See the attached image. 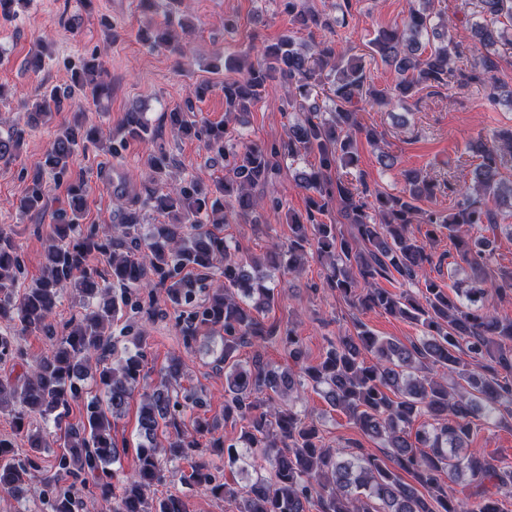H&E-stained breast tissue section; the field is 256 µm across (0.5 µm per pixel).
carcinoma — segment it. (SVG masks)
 <instances>
[{
    "label": "carcinoma",
    "mask_w": 512,
    "mask_h": 512,
    "mask_svg": "<svg viewBox=\"0 0 512 512\" xmlns=\"http://www.w3.org/2000/svg\"><path fill=\"white\" fill-rule=\"evenodd\" d=\"M162 10L163 26L147 28L139 38L152 48L183 56L186 44L176 28H184L171 4L147 0ZM290 23L309 34L308 43L286 35L260 47L257 62H240L230 55L225 68L240 73L224 81L226 115L243 116L265 99L278 82L284 89L281 111L307 112L301 122L288 124L287 138L266 143L237 144L226 124L188 119L193 100L210 91L193 88L185 106L165 113L168 126L182 138L203 141L204 148L224 159V178L211 184L196 179L170 183L176 158L158 149L148 157L145 198L120 206L118 237L94 226L84 230L88 183L70 172L78 149L109 143L119 153L132 142L152 143L146 114L133 108L121 122L123 137H114L73 122L62 126L44 161L26 173L28 181L17 209L23 215L46 205L44 173L65 185L66 206L50 225L45 269L24 292L16 291L21 273L12 232L0 228V361L25 362L17 337L40 334L51 342L46 355L17 380L0 378V414L14 435L26 439L30 453L16 459L15 441L0 437V492L14 498L32 489L29 480L43 470L42 454L50 451L45 437L30 430L31 416H51L63 433L65 451L54 457L52 512H82L86 503L63 476H89L102 500L116 503L114 512H189L179 495L156 496L164 479L159 456L187 460L198 447L196 435L214 434L216 419H198L193 432L182 429L181 408L200 406L202 397L181 386L183 361L169 359L160 383L146 386L138 409L141 442L137 467L119 477L113 465L120 449L112 435L134 391L144 380V337L112 363V325L124 307H141L131 289L160 290L174 309L175 326L186 352L198 343L207 347L214 368L224 371V422L240 425L230 442L212 440V451L233 467L243 451L269 463L272 475L258 476L243 489L218 482L211 464H191L184 484L204 488L216 498L232 500L237 512H503L512 499V463L470 448L475 421L512 422V318H502L480 305L492 282L499 298L512 297V268H491L495 239L485 235L501 227L512 211V182L501 170L512 164V128L478 135L464 154L479 160L471 185L449 211L423 210L418 202L441 190L453 191L448 174L433 178L416 168L400 170L403 188L393 194L371 190L361 177L351 180L347 169L357 162V136L371 144L381 134L359 120V103L393 107L423 89L448 85L463 71L455 67L462 51L454 44L452 24L433 22L434 0L412 8L402 23L383 29L369 42L375 55L400 74L391 89L370 84L364 67L337 48L334 21L324 13L284 0ZM481 20L471 24L472 40L488 51L512 28V0H477ZM71 84L43 87L27 111L25 126L15 123L0 132V161L20 156L26 128L65 109L77 93L97 100L110 83L99 54L67 61ZM314 155L312 169L297 176L308 193L303 215L288 216L287 240L275 242L261 258L243 259L221 235L227 211L265 223L262 206L252 190L280 172L281 162ZM340 207L350 226L345 234L321 216L331 204ZM150 207L171 216L167 224H144L142 210ZM425 224L424 238L409 231ZM454 242L459 259L470 269L471 282L452 297L425 274L429 247L440 236ZM106 257L102 269L92 255ZM326 264L323 286L332 294L365 310H379L420 327L422 336L404 344L382 339L363 322L355 333L329 344L317 364L308 362L294 328L266 325L258 313L274 305L278 295L267 284L266 264L290 272L308 258ZM423 279L417 291L393 293L378 279ZM78 299L81 311L59 326L52 320L65 291ZM224 331L212 344L205 332ZM278 345L289 366L274 367L261 355L245 367L237 358L242 345ZM92 379L104 399L84 404L76 423L67 422L72 405L82 396V384ZM312 388L334 410L345 413L366 437L386 449L385 458L328 448L314 419L287 405L291 396ZM432 419L415 434L410 429L422 416ZM170 429L157 441L160 427ZM460 487L453 493L450 485Z\"/></svg>",
    "instance_id": "1"
}]
</instances>
